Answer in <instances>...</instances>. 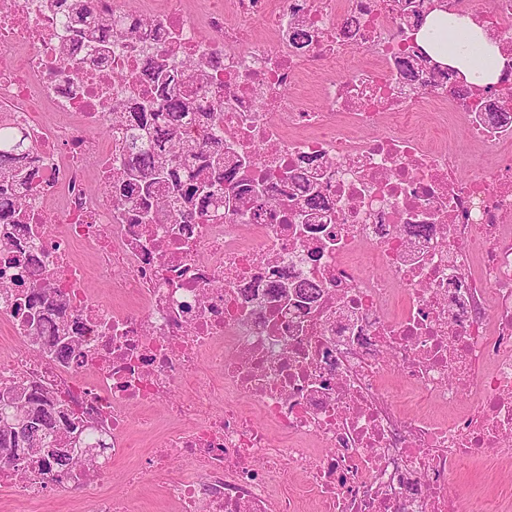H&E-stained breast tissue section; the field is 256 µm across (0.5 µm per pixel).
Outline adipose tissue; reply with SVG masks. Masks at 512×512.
I'll return each mask as SVG.
<instances>
[{"instance_id":"ef3b65f1","label":"adipose tissue","mask_w":512,"mask_h":512,"mask_svg":"<svg viewBox=\"0 0 512 512\" xmlns=\"http://www.w3.org/2000/svg\"><path fill=\"white\" fill-rule=\"evenodd\" d=\"M418 38L434 58L464 71L474 85L495 83L500 64L498 47L469 18L433 12Z\"/></svg>"}]
</instances>
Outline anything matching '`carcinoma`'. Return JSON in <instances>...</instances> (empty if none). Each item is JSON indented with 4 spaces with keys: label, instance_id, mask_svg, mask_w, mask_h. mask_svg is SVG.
I'll return each instance as SVG.
<instances>
[{
    "label": "carcinoma",
    "instance_id": "cac0c4a2",
    "mask_svg": "<svg viewBox=\"0 0 512 512\" xmlns=\"http://www.w3.org/2000/svg\"><path fill=\"white\" fill-rule=\"evenodd\" d=\"M50 7L63 10L70 26L101 42L102 48L112 41V15L98 11L94 0H50ZM145 66L153 70L154 88L141 92V111L133 113L136 142L176 141L180 153L176 156L155 151L145 154L141 147H134L117 187L119 197L139 213L141 224L160 221V211L154 206V197L160 190L185 223L224 218V197L245 180V166L224 155V140L206 134L188 136L183 130L188 111L193 109V102L186 97L187 88L202 84L204 65L199 63L188 73L178 72L149 57ZM27 158L25 141L13 131L0 130V224L20 223V212L14 208L12 198L18 190L32 191L24 171ZM11 287L25 294L28 311L36 312L42 306L36 283L18 275ZM14 407L28 409L31 424L23 441L15 430L0 427V462L15 465L21 460L49 459L54 464L46 470L50 477L93 464L87 458L48 452L68 443L80 425L64 405L51 402L44 394H29L17 387L0 394V411Z\"/></svg>",
    "mask_w": 512,
    "mask_h": 512
}]
</instances>
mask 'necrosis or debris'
Wrapping results in <instances>:
<instances>
[{
  "label": "necrosis or debris",
  "instance_id": "obj_1",
  "mask_svg": "<svg viewBox=\"0 0 512 512\" xmlns=\"http://www.w3.org/2000/svg\"><path fill=\"white\" fill-rule=\"evenodd\" d=\"M426 2L108 0L100 54L47 0H0V127L34 174L11 249L78 327L55 357L0 261V387L49 391L105 448L71 481L0 465L15 512H138L104 490L116 462L176 512H494L448 478L512 461V0H447L500 48L496 84L460 96L403 76ZM153 52L206 61L201 111L298 222L140 224L92 192L121 178L135 129L106 119ZM460 129L488 170L461 177Z\"/></svg>",
  "mask_w": 512,
  "mask_h": 512
}]
</instances>
